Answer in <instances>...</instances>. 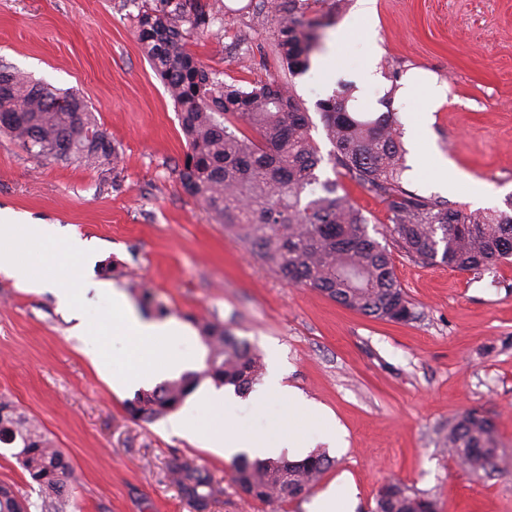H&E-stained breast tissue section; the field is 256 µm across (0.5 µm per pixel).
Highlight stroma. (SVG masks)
<instances>
[{"label":"stroma","instance_id":"35a3bbf8","mask_svg":"<svg viewBox=\"0 0 512 512\" xmlns=\"http://www.w3.org/2000/svg\"><path fill=\"white\" fill-rule=\"evenodd\" d=\"M208 33L188 47L225 83L290 81L333 176V149L318 101L354 88L369 44L344 37L346 0L323 47L345 41L335 82L318 69L289 77L274 52L262 0H211ZM138 0H0V63L87 102L117 157L96 166L31 156L0 132V210L79 236L89 278L108 281L144 318L186 332L179 372L203 367L195 322L216 319L277 363L287 385L334 415L344 449L302 498L259 501L235 484L214 448L173 434L170 417L129 415L134 390L117 391L94 369L77 313L49 292L31 293L0 273V399L37 420L71 462L66 512H198L167 470L177 458L215 489L205 512H312L320 494L349 479L354 512H374L387 483L434 499L438 512H512V263L481 275L407 257L389 236V213L345 182L385 245L414 319L376 320L282 280L208 217L177 176L186 150L177 111L137 38ZM375 32L387 89L421 68L448 87L434 112L420 171L406 187L468 210L503 209L512 195V0H375ZM442 155L460 174L453 189L431 176ZM149 299H142V292ZM477 409L497 427L496 471L475 474L444 448L448 425Z\"/></svg>","mask_w":512,"mask_h":512}]
</instances>
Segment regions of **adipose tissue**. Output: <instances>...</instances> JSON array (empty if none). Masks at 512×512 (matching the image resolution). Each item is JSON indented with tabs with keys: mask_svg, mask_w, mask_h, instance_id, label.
I'll return each mask as SVG.
<instances>
[{
	"mask_svg": "<svg viewBox=\"0 0 512 512\" xmlns=\"http://www.w3.org/2000/svg\"><path fill=\"white\" fill-rule=\"evenodd\" d=\"M196 410L203 423L176 418L174 433L196 444L221 449L225 458L243 453L268 459L282 450L302 454L323 443L339 445L342 432L335 419L319 405L284 384L282 375L269 374L249 407H239L223 391L211 388L196 395Z\"/></svg>",
	"mask_w": 512,
	"mask_h": 512,
	"instance_id": "obj_1",
	"label": "adipose tissue"
}]
</instances>
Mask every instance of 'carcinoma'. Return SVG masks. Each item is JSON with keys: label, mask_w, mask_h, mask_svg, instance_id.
Masks as SVG:
<instances>
[{"label": "carcinoma", "mask_w": 512, "mask_h": 512, "mask_svg": "<svg viewBox=\"0 0 512 512\" xmlns=\"http://www.w3.org/2000/svg\"><path fill=\"white\" fill-rule=\"evenodd\" d=\"M321 0H266L275 21V48L288 73L310 68L320 30L332 12L312 9ZM215 20L209 0H154L136 16L138 40L173 100L187 151L179 181L210 216L234 233L253 257L287 282L377 320L412 319V304L399 285L390 256L367 230L369 219L343 186L321 178L322 157L309 134V118L292 89L275 79L249 86L227 84L187 48ZM329 161L351 182L386 205L390 234L414 259L460 272H480L512 261V199L507 210L468 211L404 187L406 170L395 113L374 120L353 115L343 92L321 100ZM0 130L35 158L92 166L116 158L112 142L79 94L22 78L0 64ZM207 348L204 368L188 371L128 402L130 414L153 422L181 408L206 380L246 394L259 381L262 363L251 346L224 326L197 324ZM0 443L15 448L20 467L40 487L41 503L0 485V512H65L70 461L42 427L0 401ZM448 448L468 470L493 466L495 423L468 410L448 426ZM331 464L324 454L300 461H233L234 481L248 496L266 501L307 494ZM183 491L203 510L214 493L209 477L178 459L168 464ZM434 500L393 483L376 512H429Z\"/></svg>", "instance_id": "1"}]
</instances>
